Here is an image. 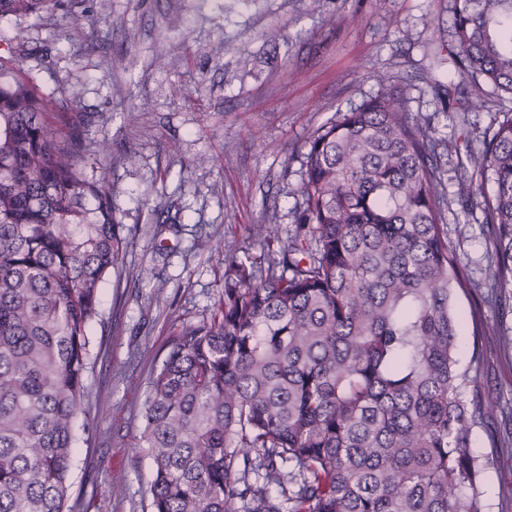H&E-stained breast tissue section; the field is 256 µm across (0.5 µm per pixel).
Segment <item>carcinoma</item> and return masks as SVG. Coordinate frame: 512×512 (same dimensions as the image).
Wrapping results in <instances>:
<instances>
[{
  "mask_svg": "<svg viewBox=\"0 0 512 512\" xmlns=\"http://www.w3.org/2000/svg\"><path fill=\"white\" fill-rule=\"evenodd\" d=\"M86 0H0V20ZM453 76L413 113L415 84L375 95L307 138L295 230L252 224L263 260L224 259L210 317L172 337L141 436L152 512H486L471 427L498 401L464 396L455 351L472 288L448 244L435 119L470 112L483 84L512 98V0H453ZM23 31L4 41L0 76ZM74 88L0 80V512H67L74 421L86 398L99 290L126 247L90 160ZM455 181L483 197L491 288L512 286V117L486 129ZM489 173L486 196L476 176Z\"/></svg>",
  "mask_w": 512,
  "mask_h": 512,
  "instance_id": "cac0c4a2",
  "label": "carcinoma"
}]
</instances>
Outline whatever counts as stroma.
Returning a JSON list of instances; mask_svg holds the SVG:
<instances>
[{
    "label": "stroma",
    "instance_id": "35a3bbf8",
    "mask_svg": "<svg viewBox=\"0 0 512 512\" xmlns=\"http://www.w3.org/2000/svg\"><path fill=\"white\" fill-rule=\"evenodd\" d=\"M452 0H88L85 13L26 21L22 73L42 93L79 87L91 138L111 152L88 176H106L112 209L128 239L122 275L100 293L101 317L75 419L70 512H151L152 465L138 453L149 381L172 336L209 317L224 286V257L259 256L248 227L294 229L307 137L338 112L373 95L379 76L447 80L441 48ZM281 31L278 39L270 31ZM136 111L128 126L124 115ZM500 107L439 114L449 144H478ZM209 154L215 166L192 160ZM448 243L474 284L456 293L470 317L457 359L481 393L512 411V288L485 303L494 251L480 210L449 202ZM208 239L214 251L197 249ZM498 420L473 426L485 463L487 512H512V451L491 450ZM124 480L111 493V478Z\"/></svg>",
    "mask_w": 512,
    "mask_h": 512
}]
</instances>
